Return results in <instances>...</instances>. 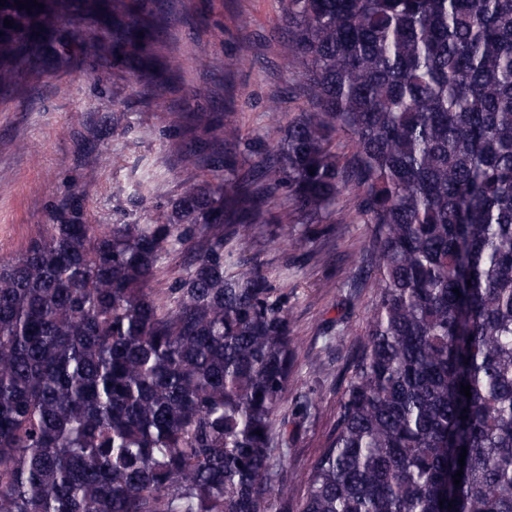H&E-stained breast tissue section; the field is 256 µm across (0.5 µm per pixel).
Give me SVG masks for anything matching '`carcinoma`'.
<instances>
[{"label": "carcinoma", "instance_id": "carcinoma-1", "mask_svg": "<svg viewBox=\"0 0 512 512\" xmlns=\"http://www.w3.org/2000/svg\"><path fill=\"white\" fill-rule=\"evenodd\" d=\"M37 2L0 7L1 100L80 55L156 89L166 11ZM282 2L309 107L275 144L186 112L224 153L181 154L202 175L160 220L93 224L74 195L0 259V512H290L293 330L245 246L333 238L346 191L374 299L298 512H512V0Z\"/></svg>", "mask_w": 512, "mask_h": 512}]
</instances>
